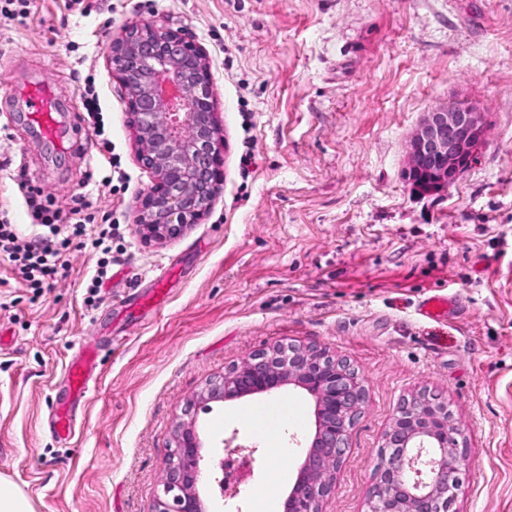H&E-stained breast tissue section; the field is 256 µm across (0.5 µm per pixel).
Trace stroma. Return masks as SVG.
<instances>
[{"label": "stroma", "mask_w": 512, "mask_h": 512, "mask_svg": "<svg viewBox=\"0 0 512 512\" xmlns=\"http://www.w3.org/2000/svg\"><path fill=\"white\" fill-rule=\"evenodd\" d=\"M156 21L209 57L223 124L224 181L208 215L145 245L138 161L113 38ZM94 83L127 178L92 187L96 223L112 221V277L84 302L98 257L75 248L40 298L0 262V478L35 512H152L173 427L187 400L199 434L204 512H251L266 485L284 504L315 431L314 402L287 385L202 403L195 396L254 350L279 341L330 349L358 371L366 403L327 512H367L383 436L404 398L442 394L470 463L457 512H512V0H30L0 14V210L31 231L12 168L65 212L102 149L85 121ZM46 87L59 135L28 117ZM465 99L488 118L476 165L447 192L414 193L405 143L424 112ZM250 164H241L244 154ZM163 305L139 307L161 272ZM452 304L422 317L433 293ZM102 364L71 442L50 439L51 399L80 343ZM300 403L284 440L288 482L245 410ZM251 454L240 493L223 496L212 460L226 440Z\"/></svg>", "instance_id": "stroma-1"}]
</instances>
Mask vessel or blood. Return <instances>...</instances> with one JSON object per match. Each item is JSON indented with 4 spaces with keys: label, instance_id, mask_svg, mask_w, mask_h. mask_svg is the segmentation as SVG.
Returning <instances> with one entry per match:
<instances>
[{
    "label": "vessel or blood",
    "instance_id": "1",
    "mask_svg": "<svg viewBox=\"0 0 512 512\" xmlns=\"http://www.w3.org/2000/svg\"><path fill=\"white\" fill-rule=\"evenodd\" d=\"M28 115L47 137L58 133V121L49 91L40 87L33 90L28 100ZM101 362V349L98 345L81 343L75 356L65 370L66 390L62 396L53 398L52 430L55 440H70L75 433L76 417L74 411L85 404L92 383Z\"/></svg>",
    "mask_w": 512,
    "mask_h": 512
}]
</instances>
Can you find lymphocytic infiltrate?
Returning a JSON list of instances; mask_svg holds the SVG:
<instances>
[{
	"label": "lymphocytic infiltrate",
	"mask_w": 512,
	"mask_h": 512,
	"mask_svg": "<svg viewBox=\"0 0 512 512\" xmlns=\"http://www.w3.org/2000/svg\"><path fill=\"white\" fill-rule=\"evenodd\" d=\"M14 180L37 231L23 234L1 214L0 259L9 261L14 274L39 297L62 276L64 252L75 246L97 253V268L85 298L87 305H94L112 262L111 227H93L88 193L76 195L68 212L63 213L53 209L48 196L29 187L23 174H16Z\"/></svg>",
	"instance_id": "f902f5d3"
}]
</instances>
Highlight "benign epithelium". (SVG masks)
<instances>
[{
    "instance_id": "obj_1",
    "label": "benign epithelium",
    "mask_w": 512,
    "mask_h": 512,
    "mask_svg": "<svg viewBox=\"0 0 512 512\" xmlns=\"http://www.w3.org/2000/svg\"><path fill=\"white\" fill-rule=\"evenodd\" d=\"M109 62L125 90L138 160L152 173L137 232L146 244L178 238L208 213L222 178L224 138L206 54L188 33L144 22L112 40ZM487 132L485 113L470 102L436 106L408 137L403 173L415 189L444 192L479 158ZM287 384L315 399L316 427L285 512H324L366 399L347 359L325 348L275 343L229 368L198 399L223 402ZM458 435L441 395L424 391L402 400L384 435L368 512H456L458 474L467 462ZM174 443L154 512H203L194 423H177Z\"/></svg>"
}]
</instances>
